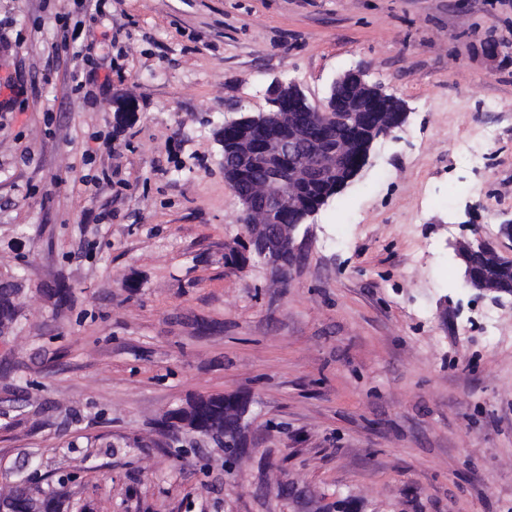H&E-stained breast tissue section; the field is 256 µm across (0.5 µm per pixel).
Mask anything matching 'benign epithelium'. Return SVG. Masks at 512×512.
<instances>
[{
    "instance_id": "obj_1",
    "label": "benign epithelium",
    "mask_w": 512,
    "mask_h": 512,
    "mask_svg": "<svg viewBox=\"0 0 512 512\" xmlns=\"http://www.w3.org/2000/svg\"><path fill=\"white\" fill-rule=\"evenodd\" d=\"M344 86L357 104L353 112L338 109L336 89ZM270 109L255 112L222 125L224 135H233L238 143L240 163L251 162L268 172L267 183L272 191L260 197L238 190L239 174L230 173L228 184L241 204V216L256 215L259 222L242 225V233L250 254L277 271H282L298 259L296 236L309 232L314 217L331 199L326 194L321 202L300 208L288 199V183L329 184L331 188L344 187L361 172L362 167L347 162L346 156L363 155L368 142L387 139L406 122L408 112L387 109L383 88L368 82L360 70L346 72L335 78L323 102L313 106L306 95L293 83L273 81L267 89ZM332 129L341 133L340 141L350 148L349 154L338 150L327 154L320 148L322 136L316 128ZM300 210L301 222H288V211ZM481 250L486 266L503 275L512 272V255L497 252L482 241L464 242L457 246L456 257L461 261L463 279L467 287L479 293L512 294V285L498 277H478L471 266V255ZM20 289L14 287L0 304V335L12 328L4 307L17 305ZM224 406L221 441L242 456L251 448L252 400L244 394L222 395ZM208 405L205 397L191 402L192 411L174 417L180 431L194 432L199 420L196 412Z\"/></svg>"
}]
</instances>
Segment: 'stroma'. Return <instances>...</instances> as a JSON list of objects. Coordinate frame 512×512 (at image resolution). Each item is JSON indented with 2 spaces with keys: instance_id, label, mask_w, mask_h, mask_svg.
Listing matches in <instances>:
<instances>
[{
  "instance_id": "obj_1",
  "label": "stroma",
  "mask_w": 512,
  "mask_h": 512,
  "mask_svg": "<svg viewBox=\"0 0 512 512\" xmlns=\"http://www.w3.org/2000/svg\"><path fill=\"white\" fill-rule=\"evenodd\" d=\"M58 12L86 17L0 0V78L38 89L0 116V490L27 466L71 512H512V297L454 251L512 254V0H112L121 117L48 63ZM358 69L407 103L397 138L286 278L226 264L216 130ZM88 149L118 183L78 184ZM224 392L253 400L246 458L161 433ZM480 249L484 255L486 266L497 271L503 276L507 272H512V255H505L497 252L494 248L478 241L477 244L472 242L460 243L456 248V257L461 261L463 269V279L467 287L479 292L478 296L483 293L512 294V285H508L506 279L498 277H477L471 266V255L476 249Z\"/></svg>"
}]
</instances>
